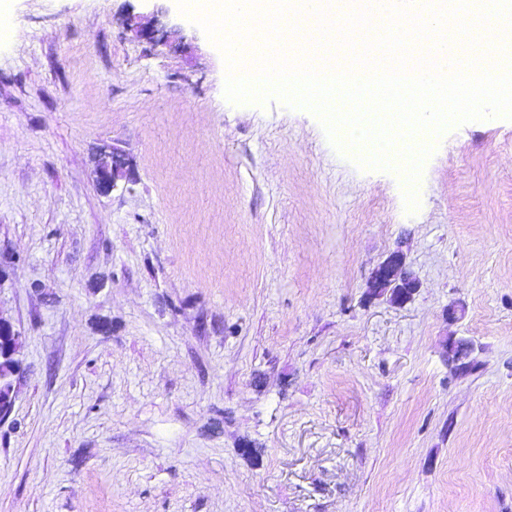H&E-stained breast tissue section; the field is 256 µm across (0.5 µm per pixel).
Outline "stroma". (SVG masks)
<instances>
[{
    "label": "stroma",
    "mask_w": 512,
    "mask_h": 512,
    "mask_svg": "<svg viewBox=\"0 0 512 512\" xmlns=\"http://www.w3.org/2000/svg\"><path fill=\"white\" fill-rule=\"evenodd\" d=\"M5 4L0 512H512V123L434 137L409 213L309 109L229 102L175 0ZM136 19L137 17L135 15H128L126 17V25L131 32H134L137 37L146 39L153 44H163L166 33L164 32L166 26L165 23H163L160 19H156V24L154 26L152 25L149 28H145L140 25ZM97 164L95 168L97 185L99 189L103 193H108L114 189L119 179H122L121 176L118 175V172L126 167V160L123 155L119 154L115 148H111L109 146L102 147L99 151ZM101 167L104 169H109L112 167V180L103 188L99 185V178L101 174ZM402 265H404V261L399 252L389 255L377 269L371 288H389L391 283L398 277Z\"/></svg>",
    "instance_id": "35a3bbf8"
}]
</instances>
